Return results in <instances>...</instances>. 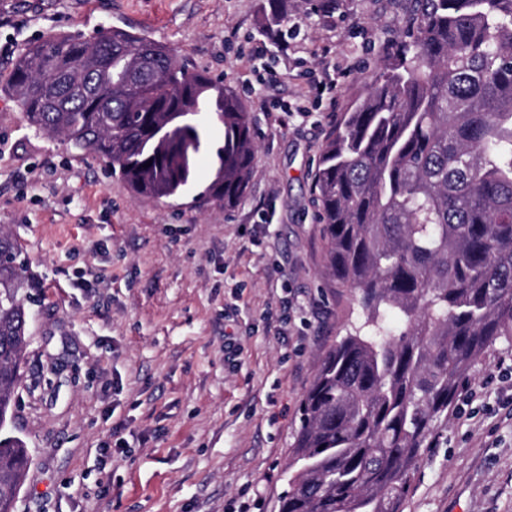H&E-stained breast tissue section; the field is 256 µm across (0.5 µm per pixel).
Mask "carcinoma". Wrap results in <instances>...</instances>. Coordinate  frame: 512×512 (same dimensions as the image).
<instances>
[{
	"label": "carcinoma",
	"instance_id": "carcinoma-1",
	"mask_svg": "<svg viewBox=\"0 0 512 512\" xmlns=\"http://www.w3.org/2000/svg\"><path fill=\"white\" fill-rule=\"evenodd\" d=\"M416 3L379 78L327 132L314 175L327 269L364 321L329 347L302 400L278 512H400L460 384L512 339V0ZM9 90L29 126L103 161L139 199L181 194L205 149L206 194L224 209L254 175L236 90L148 36H50L20 55ZM23 266L0 232V413L28 335ZM29 465L25 443L1 436L0 512H13Z\"/></svg>",
	"mask_w": 512,
	"mask_h": 512
}]
</instances>
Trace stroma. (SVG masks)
<instances>
[{"label":"stroma","instance_id":"stroma-1","mask_svg":"<svg viewBox=\"0 0 512 512\" xmlns=\"http://www.w3.org/2000/svg\"><path fill=\"white\" fill-rule=\"evenodd\" d=\"M274 1L296 36L269 43L258 99L245 93L255 76L241 50ZM410 9L0 0V230L33 281L7 425L31 457L14 512H278L300 402L328 347L363 319L327 273L313 177L328 130L378 78ZM112 28L243 93L257 153L233 211L204 196L209 153L180 197L137 199L102 161L26 123L8 90L22 49ZM510 359L503 340L473 366L401 512H512V379L498 369Z\"/></svg>","mask_w":512,"mask_h":512}]
</instances>
